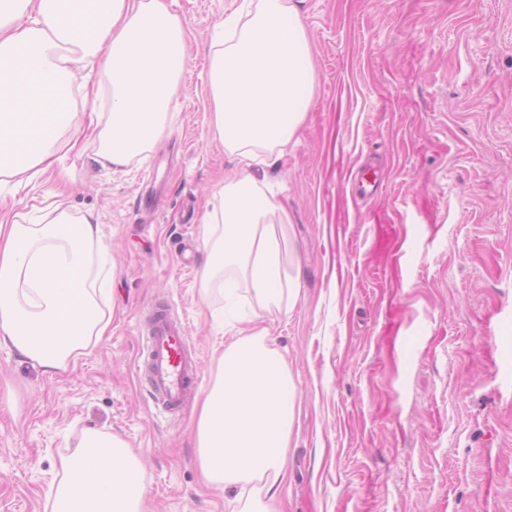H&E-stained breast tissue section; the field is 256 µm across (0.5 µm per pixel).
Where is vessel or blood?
Here are the masks:
<instances>
[{"label": "vessel or blood", "mask_w": 512, "mask_h": 512, "mask_svg": "<svg viewBox=\"0 0 512 512\" xmlns=\"http://www.w3.org/2000/svg\"><path fill=\"white\" fill-rule=\"evenodd\" d=\"M136 375L147 395L169 417H177L197 386V363L184 326L172 308H152L141 331Z\"/></svg>", "instance_id": "vessel-or-blood-1"}]
</instances>
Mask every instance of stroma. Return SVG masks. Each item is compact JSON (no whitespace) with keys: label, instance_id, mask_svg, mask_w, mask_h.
Returning <instances> with one entry per match:
<instances>
[{"label":"stroma","instance_id":"35a3bbf8","mask_svg":"<svg viewBox=\"0 0 512 512\" xmlns=\"http://www.w3.org/2000/svg\"><path fill=\"white\" fill-rule=\"evenodd\" d=\"M240 0H168L187 65L165 136L116 168L66 154L63 200L94 212L112 334L63 372L0 348V512H44L91 430L144 467L145 512H239L205 486L198 402L159 415L135 374L139 327L169 303L199 362L261 316L297 402L284 512H512V0H300L317 88L266 177L301 265L291 310L201 299L199 219L229 160L205 86L213 24ZM376 165L378 191L352 179Z\"/></svg>","mask_w":512,"mask_h":512}]
</instances>
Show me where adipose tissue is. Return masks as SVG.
<instances>
[{
    "instance_id": "ef3b65f1",
    "label": "adipose tissue",
    "mask_w": 512,
    "mask_h": 512,
    "mask_svg": "<svg viewBox=\"0 0 512 512\" xmlns=\"http://www.w3.org/2000/svg\"><path fill=\"white\" fill-rule=\"evenodd\" d=\"M65 0H0V179L38 181L59 162L58 144L124 166L163 135L186 67V31L166 0H92L94 20L65 13ZM317 83L313 51L292 0H250L213 26L207 92L210 124L227 153L256 164L290 143ZM108 116H101V103ZM88 114L72 129V110ZM244 170L225 179L200 218L207 247L202 294L225 270L262 303L296 302L300 263L288 214ZM106 248L98 217L42 200L0 218V344L44 372L67 368L112 324ZM297 389L265 330L224 350L204 396L198 460L220 487L252 486L241 512H276ZM47 512H142V464L117 436L86 432L62 462Z\"/></svg>"
}]
</instances>
